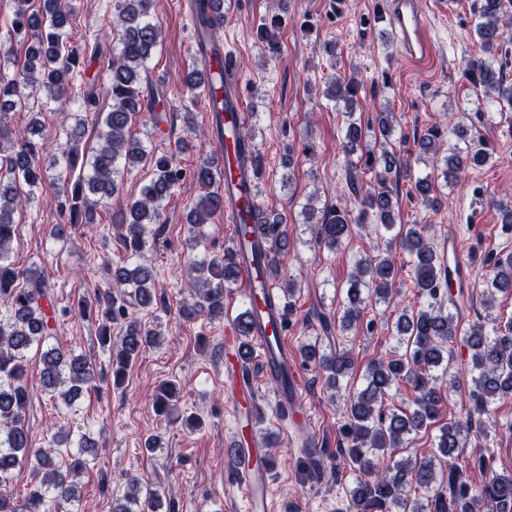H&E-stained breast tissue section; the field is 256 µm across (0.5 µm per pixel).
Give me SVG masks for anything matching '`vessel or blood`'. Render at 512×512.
Returning a JSON list of instances; mask_svg holds the SVG:
<instances>
[{"mask_svg": "<svg viewBox=\"0 0 512 512\" xmlns=\"http://www.w3.org/2000/svg\"><path fill=\"white\" fill-rule=\"evenodd\" d=\"M388 10L392 32L404 58L419 65L432 61L435 49L429 35V22L418 7V0H390ZM201 65L208 77L205 90L207 104H214L224 98L231 103L230 110L223 115L226 135L221 151V165L222 185L227 198L224 217L226 222L236 225L247 211L255 207L253 173L242 170L238 144L231 134L232 129L245 119L244 101L239 88L229 76L228 55L206 56ZM242 284L252 309L260 313L258 341L263 349V371L267 377H276L282 364L288 360V349L284 346L273 352L268 349L273 338L285 335L279 316L265 310V301L273 295L274 286L267 278L264 268L249 262L242 266ZM234 336L233 323H225L224 387L233 402L237 403L251 396L255 382L252 373L244 368L236 355ZM235 433L234 454L237 471L244 485L247 512H272L268 456L253 433L252 418L237 419Z\"/></svg>", "mask_w": 512, "mask_h": 512, "instance_id": "b4317fda", "label": "vessel or blood"}]
</instances>
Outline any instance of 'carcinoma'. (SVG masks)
Wrapping results in <instances>:
<instances>
[{"label": "carcinoma", "mask_w": 512, "mask_h": 512, "mask_svg": "<svg viewBox=\"0 0 512 512\" xmlns=\"http://www.w3.org/2000/svg\"><path fill=\"white\" fill-rule=\"evenodd\" d=\"M223 0H195V28L199 53L205 55L215 45V31L208 16L207 4ZM12 34L0 41V512H43L45 500L57 503V512H74L72 506L81 501V490L75 477L87 469L83 458L88 440L80 439L75 453L66 452L58 465L52 454L32 448L26 423L30 392L27 386L32 349L40 351V378L48 392L59 391L69 405L81 395L93 379L91 359L73 349H43L54 332L51 320L56 309L51 303L45 280L28 270L18 268L11 260L10 242L15 233V212L30 205L34 190L58 183L54 202L56 209L70 224H93L97 209L106 205L117 190L120 164H144L153 171L150 182L140 196L121 210L116 221L121 229L124 249L140 255L157 236L162 202L187 176L172 155L156 154L146 148L132 133V119L142 107L153 109L161 93L145 99L142 83L147 62L155 54L162 32L151 20L153 0H112V24L120 29L118 43L103 49L96 42L78 49L70 42L74 9L70 0H40L39 9L29 8V0H13ZM474 32L481 56L472 61L470 80L478 92V101L512 108V82L502 72L500 53L512 40V0H480L474 11ZM281 18L275 14L258 28V35L268 49L277 51L276 30ZM102 61L105 69L106 93L112 99L109 110L100 106L99 88L93 81L74 85L81 58L85 54ZM363 86L354 77H336L328 82V96L343 104L347 117L343 149L347 156L358 155V163L374 173V183L364 192L354 189L361 213H371L376 223L389 229L396 223L398 205L390 186V177L410 174L400 158L381 147L359 155L362 128L355 109ZM42 90L46 98L61 103L78 102L88 113H94L99 128V145L90 153L75 146L63 152L64 169L53 177L41 161L43 143L34 139L40 133L39 123L31 126L33 138L5 151L9 139L11 113L24 107L34 92ZM451 141L439 126L428 128L416 141L418 154L431 159L432 166L451 185L464 166H483L492 159L487 144L478 134L463 135L455 126ZM193 179L201 193L188 214L192 235L190 249L198 244L199 229L224 213V191L219 188L218 160L203 159L193 169ZM413 195L426 209L439 202L436 179L430 175L417 177L411 184ZM351 211L336 207L315 224L316 237L324 247L335 250L352 232ZM283 218L261 213L265 240L255 237V225H240V237L250 248L255 263L269 251L268 268L277 266L274 256L288 250V234ZM425 224L402 225L398 231L399 247L412 263L414 285L426 304L418 310L403 309L395 322L396 349L385 358L374 360L368 368L365 386L344 403L346 422L342 431L347 447L344 460L355 473L349 491L346 512H512V475L494 470V456L486 448L465 451L467 435L474 416H481L495 401L512 395V318L503 322L496 317L487 323L460 326L441 300L448 297L458 307L448 279L449 259L437 251ZM241 269L233 250L223 255L195 261L186 288L196 297L183 306L187 318L204 311L212 319L224 318V288L236 283ZM396 282V261L392 253H380L360 259L347 289L348 304L338 317L340 331L358 326L366 300L388 303ZM512 293V253L500 255L486 282L488 307H493L496 293ZM95 309L101 318L99 341L112 344V380L118 387L124 383L129 367L142 349L158 343L155 332L146 328L134 315L136 309L150 308L156 302L155 273L143 263L115 266L105 288L95 292ZM120 325L121 335L112 337V324ZM256 315L251 310L237 319L238 355L247 364L253 358L252 340ZM462 342L471 351L468 371V399L471 407L466 422L448 420L438 428L436 446L431 454L398 457L399 448L409 436L439 421L447 390L461 387L464 374L452 371V344ZM302 358L326 373V385L339 387L349 376L351 351L344 348L329 353L319 345L301 347ZM400 381L414 391V409L404 411L386 405L391 389ZM180 388L165 383L156 395L154 405L159 413L169 410ZM34 462L43 473L40 485L30 491L22 504L13 501L7 482L14 470L24 462ZM159 494L143 485L136 477L127 479V492L112 500V512H159Z\"/></svg>", "instance_id": "carcinoma-1"}]
</instances>
